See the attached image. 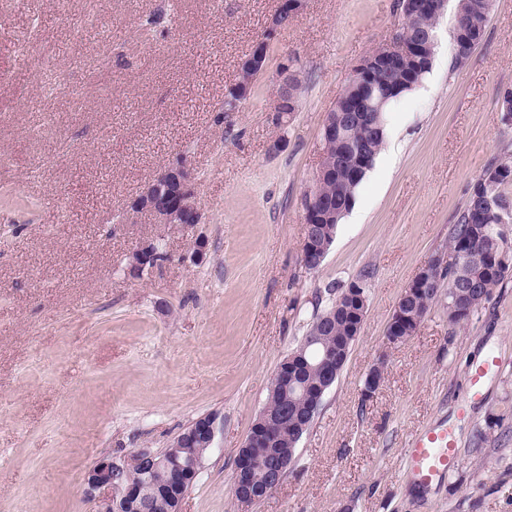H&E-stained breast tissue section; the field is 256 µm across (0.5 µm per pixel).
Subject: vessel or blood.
Here are the masks:
<instances>
[{
    "instance_id": "b4317fda",
    "label": "vessel or blood",
    "mask_w": 512,
    "mask_h": 512,
    "mask_svg": "<svg viewBox=\"0 0 512 512\" xmlns=\"http://www.w3.org/2000/svg\"><path fill=\"white\" fill-rule=\"evenodd\" d=\"M456 453L455 440L447 428L423 430L408 451L406 474L420 485H430L448 473Z\"/></svg>"
}]
</instances>
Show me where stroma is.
Listing matches in <instances>:
<instances>
[{
	"label": "stroma",
	"instance_id": "obj_1",
	"mask_svg": "<svg viewBox=\"0 0 512 512\" xmlns=\"http://www.w3.org/2000/svg\"><path fill=\"white\" fill-rule=\"evenodd\" d=\"M279 0H7L0 7V512H100L84 475L100 457L160 450L202 415L217 444L180 512H512V276L452 328L433 306L393 345L405 288L445 251L484 169L512 151V0H494L462 65L453 12L433 66L393 103L387 137L322 264L302 263L304 198L321 128L354 66L389 40L396 0H303L265 73L227 121L226 88ZM304 89L271 112L284 56ZM203 222L155 224L126 207L177 157ZM146 238L168 261L127 280ZM202 257H194L196 239ZM366 279L368 310L343 371L261 503L234 497L235 459L279 364L329 289ZM498 365L474 392L472 374ZM384 362L383 381L364 380ZM466 415H458L460 406ZM448 428L453 469L405 475L422 430Z\"/></svg>",
	"mask_w": 512,
	"mask_h": 512
}]
</instances>
